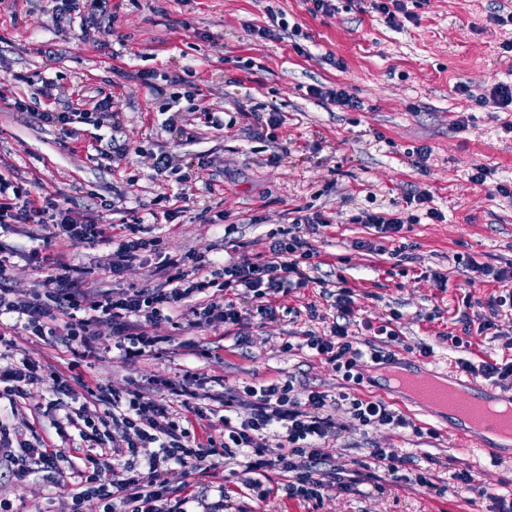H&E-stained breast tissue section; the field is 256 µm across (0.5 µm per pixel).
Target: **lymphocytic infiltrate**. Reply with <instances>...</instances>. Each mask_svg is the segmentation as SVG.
Masks as SVG:
<instances>
[{"instance_id": "1", "label": "lymphocytic infiltrate", "mask_w": 512, "mask_h": 512, "mask_svg": "<svg viewBox=\"0 0 512 512\" xmlns=\"http://www.w3.org/2000/svg\"><path fill=\"white\" fill-rule=\"evenodd\" d=\"M112 108V100L105 97L89 111L45 110L37 118L64 132L75 123L99 128L111 118ZM323 221L318 212L298 216L281 237L272 240L265 258L240 256L217 264L203 254L186 258L167 252L162 238L145 237L143 220L99 224L38 185L24 187L0 176L1 225L48 226L51 239L71 246L113 245L107 270L116 277L148 253L165 276L163 284L132 287L118 295L79 288L76 278L88 277L89 269L71 266L60 255L55 264L42 267L39 286L26 299L10 285L11 255L0 246V316L16 315L27 335L59 339L72 353L63 371L46 370L26 355L1 365L0 405L17 411L30 388L45 383L52 393L70 394L73 372L91 353L101 325L116 337L124 359L134 363L160 350L164 339L157 335V327L173 322L183 311L192 313L191 325L199 329L219 324L234 328L257 316H274L277 297L312 283L318 252L301 227ZM360 221L374 234L372 239L356 241L357 249L401 256L399 241L408 218L368 209ZM240 296L249 300V308L237 305ZM333 307L336 315L329 334L308 330L301 344L288 341L281 350L290 353L300 346L330 364L346 384L336 395L311 388L297 394L288 377L248 384L222 399L220 436L202 437L194 424L210 419L213 410L199 402L198 389L205 378L196 370H185L181 385L167 398L150 389L123 396L111 386L88 384L79 407L66 411L61 403L53 405L58 415L52 424L61 447L25 439L18 427L0 418V460L14 464L13 476L20 482L35 473L46 474L59 494L69 498L70 512H85L92 499L100 502L101 512H224L223 501H209L203 490L170 501L165 479L175 465L188 475L214 476L221 458L239 460L251 476L248 490L263 502L273 493L263 483L271 472L285 478L289 498L308 504L322 502L332 491L353 493L363 484L377 491L399 482L437 490L431 468L419 467L412 454L392 448L372 449V463L365 471L344 475L328 470L324 445L339 439L343 431L330 413L332 406L345 407L363 427L412 425L410 418L385 401L350 391L364 379L362 363L392 358V346L400 340L393 323L374 329L371 338L361 343L350 331L357 312L355 291L340 286ZM239 406L248 408L247 416L235 415Z\"/></svg>"}]
</instances>
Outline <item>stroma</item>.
I'll return each mask as SVG.
<instances>
[{"instance_id": "35a3bbf8", "label": "stroma", "mask_w": 512, "mask_h": 512, "mask_svg": "<svg viewBox=\"0 0 512 512\" xmlns=\"http://www.w3.org/2000/svg\"><path fill=\"white\" fill-rule=\"evenodd\" d=\"M106 16L57 21L49 0H0V173L18 184L32 182L101 224H119L130 215L166 209L168 195L183 191L181 212L156 227L168 251L196 252L221 261L242 251L259 259L266 234L283 229L304 210L322 213L326 224L305 233L319 252L315 284L278 299L275 317L249 321V344L241 348L224 326L181 325L163 354L126 361L109 329H101L81 371L85 379L120 392L146 388L150 379L178 386L185 368L208 378L219 394L248 383L292 376L296 389L319 387L329 394L342 381L330 365L296 351L286 341L305 331H327L334 310L320 280L345 279L358 296L352 327L367 338L364 323L380 326L399 314L402 343L397 356L408 362L452 364L512 355L502 337L482 332L488 302L501 294L495 282L466 285L448 258L469 256L481 263L512 261V198L496 194V183L512 180V110L489 97L496 84L512 83V0H409L411 21L393 28L367 0H335L331 13H317L311 0H112ZM288 24L285 37L263 39L255 30L269 25V11ZM503 15L496 23L494 15ZM155 74L145 84L142 71ZM53 79L50 94L37 95L42 79ZM199 86L203 100L182 98L173 125L159 106L187 85ZM469 87L461 95L458 85ZM312 86L344 87L358 109L337 107L309 95ZM97 96L111 97L114 124L100 131L66 135L39 123L42 109L61 108ZM486 104H478V97ZM27 101L17 111L16 100ZM210 107L224 124L215 130L190 120L196 103ZM280 125H267L269 111ZM466 128H458L459 120ZM116 137L127 156L97 154L95 135ZM429 148L425 170L412 152ZM282 154L270 164L271 154ZM200 171V182L179 188L174 177L154 176L157 155ZM485 183L471 182L475 167ZM427 190L443 218L411 224L405 234L406 260L356 250L354 241L371 231L358 221L363 210L402 211L410 186ZM113 209L101 207V200ZM223 212L224 221L210 216ZM41 227L0 228V245L13 253L12 287L28 294L39 273L33 250L53 257ZM442 273L434 280L430 271ZM316 305L318 317L306 308ZM466 335L468 351L448 339ZM395 409L421 427L363 429L343 409L333 410L344 432L325 451L337 470L362 469L374 448L413 453L418 464L434 463L444 496L400 483L377 492L330 495L319 507L250 495L247 474L234 462L206 478L210 500L226 496L227 512H488L489 501L463 485L449 486L447 461L475 473L478 485L512 488V460L492 463L485 455L466 456L444 422L417 412L406 402ZM225 492H218V485ZM0 500L13 512H66L47 477L17 482L0 471Z\"/></svg>"}]
</instances>
